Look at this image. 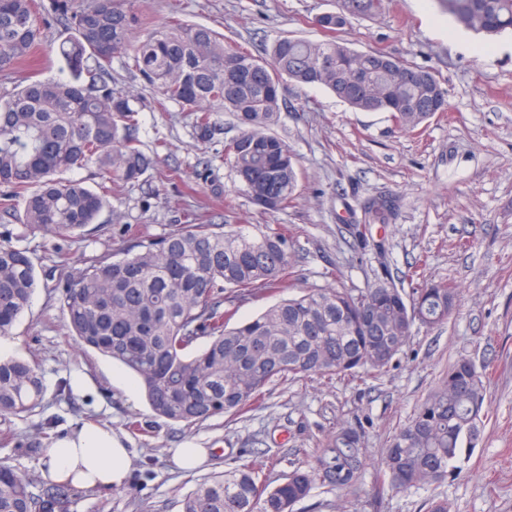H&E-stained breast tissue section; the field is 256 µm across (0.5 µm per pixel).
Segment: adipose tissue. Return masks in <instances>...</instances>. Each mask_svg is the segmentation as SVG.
<instances>
[{
	"instance_id": "1",
	"label": "adipose tissue",
	"mask_w": 512,
	"mask_h": 512,
	"mask_svg": "<svg viewBox=\"0 0 512 512\" xmlns=\"http://www.w3.org/2000/svg\"><path fill=\"white\" fill-rule=\"evenodd\" d=\"M132 452L110 427L82 425L47 448L44 477L79 489L120 488L128 479Z\"/></svg>"
}]
</instances>
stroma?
<instances>
[{
    "label": "stroma",
    "instance_id": "35a3bbf8",
    "mask_svg": "<svg viewBox=\"0 0 512 512\" xmlns=\"http://www.w3.org/2000/svg\"><path fill=\"white\" fill-rule=\"evenodd\" d=\"M148 26L170 18L210 28L226 41L265 56L281 36L324 38L317 16L336 11L337 0H140ZM69 29L46 23L35 57L0 74V94L29 77L66 79L57 54ZM340 39L358 51L379 50L435 72L448 90V109L417 130L403 132L383 112H362L317 86L286 83L274 133L294 154L297 189L283 210L261 213L239 191L231 164L215 159L239 129L231 113L217 121L220 139L199 144L187 113L153 106L140 78L112 64V85L142 90L137 137L153 164L133 185L116 184L112 207L68 244L69 263L36 261L38 286L21 315L7 355L38 358L44 375L40 407L17 422L10 436L13 463L41 474L44 451L71 425L107 424L124 433L134 454L125 487L78 490L72 512H180L197 479L224 470L248 449L270 482L310 460L340 421H362L370 457L358 496L315 487L296 512H425L429 500H447L448 512H512V33L481 53L482 35L441 14L435 0H385L375 16L351 18ZM179 170V179L169 178ZM397 204L389 226H374L375 243L362 247L352 226L370 198ZM245 224L251 230H287L293 240L289 287L238 303L241 323L307 288L325 286L337 270L347 288L382 280L401 284L412 267L425 279L458 288L448 321L416 329L386 372L361 382L309 376L275 380L262 403L232 420L216 416L185 426L155 415L136 381L120 364L81 350L69 335L57 286L83 257L124 252L180 224ZM132 225L133 235L123 232ZM487 365L486 415L466 469L456 477L408 493L376 495L378 462L391 436L414 413L459 357ZM83 373L87 391L58 392L61 380ZM195 440L209 449L208 463L184 472L169 451Z\"/></svg>",
    "mask_w": 512,
    "mask_h": 512
}]
</instances>
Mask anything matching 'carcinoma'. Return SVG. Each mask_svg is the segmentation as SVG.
Listing matches in <instances>:
<instances>
[{
	"label": "carcinoma",
	"mask_w": 512,
	"mask_h": 512,
	"mask_svg": "<svg viewBox=\"0 0 512 512\" xmlns=\"http://www.w3.org/2000/svg\"><path fill=\"white\" fill-rule=\"evenodd\" d=\"M384 0H339L318 17L322 41L281 37L263 60L224 43L212 30L171 19L143 38L137 0H0V73L28 59L45 16L75 35L59 45L69 81L32 80L0 97V213L55 240L44 247L68 262L62 243L84 235L111 202L108 182L139 181L150 160L135 131L139 96L112 88V61L155 91L153 103L175 105L193 117L197 141L219 134L216 115L230 112L240 134L224 143L242 191L264 211L282 210L297 185L288 145L271 132L280 118L285 82L321 86L351 108L386 112L413 131L448 108L435 74L404 80L413 66L381 51H356L336 39L349 19L373 15ZM443 14L487 36L512 29V0H437ZM93 164L100 191L62 175ZM394 204L375 199L355 225L361 244L372 226L390 224ZM138 251L92 255L67 275L60 307L71 336L122 364L142 386L152 411L186 426L222 414L241 415L274 379L307 375L362 379L382 372L417 324L432 327L451 315L457 289L422 280L406 290L328 284L283 300L256 318L229 326L237 302L288 287L292 254L288 230L254 233L246 226L217 231L182 224ZM37 288L29 248L0 233V336L13 335ZM486 371L467 357L448 366L438 386L391 438L376 492H408L463 470L475 448L486 399ZM37 360L0 357V421L12 424L41 405ZM368 458L366 431L345 422L273 485L243 456L222 472L198 479L181 512H294L315 485L358 491ZM65 485L46 487L0 460V512H70Z\"/></svg>",
	"instance_id": "1"
}]
</instances>
